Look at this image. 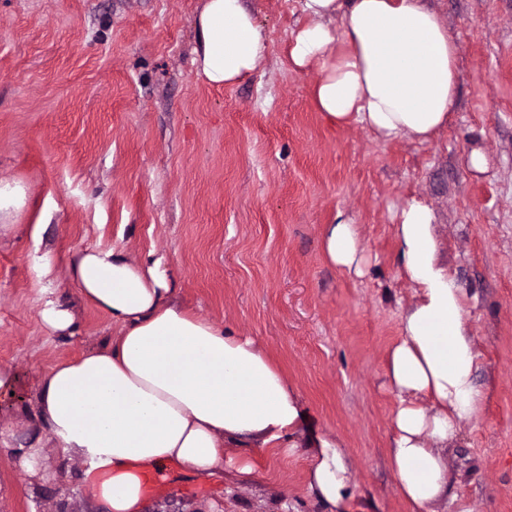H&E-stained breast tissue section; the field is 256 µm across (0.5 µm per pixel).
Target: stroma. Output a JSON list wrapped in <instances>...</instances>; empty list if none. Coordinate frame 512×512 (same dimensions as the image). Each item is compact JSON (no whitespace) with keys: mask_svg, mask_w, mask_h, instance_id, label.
<instances>
[{"mask_svg":"<svg viewBox=\"0 0 512 512\" xmlns=\"http://www.w3.org/2000/svg\"><path fill=\"white\" fill-rule=\"evenodd\" d=\"M267 36L263 70L206 83L192 63L203 0H0V181L26 204L0 231V440L35 433L39 375L112 334L68 267L86 248L163 259L195 315L254 340L298 392L308 428L339 437L353 512H409L389 462L398 404L389 352L414 292L398 267L401 208L423 200L439 257L468 292L484 394L448 453L435 512H512V0H430L454 36L457 105L428 142L328 126L315 71L288 66L302 0H248ZM483 168L470 162L472 150ZM347 221L363 276L332 265L325 225ZM77 330L49 333L47 298ZM38 473L0 452V512H107L79 456L43 435ZM224 446L223 473L171 464L142 512H322L306 489L310 451Z\"/></svg>","mask_w":512,"mask_h":512,"instance_id":"35a3bbf8","label":"stroma"}]
</instances>
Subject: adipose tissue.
<instances>
[{"mask_svg":"<svg viewBox=\"0 0 512 512\" xmlns=\"http://www.w3.org/2000/svg\"><path fill=\"white\" fill-rule=\"evenodd\" d=\"M311 20L292 34V70H316L313 102L332 127L358 123L380 139L429 140L457 98V47L428 0H305ZM193 62L212 85L231 86L261 68L266 40L245 0H204ZM433 213L413 199L396 226L397 261L416 301L401 317L388 359L398 396L389 456L410 512H433L447 496L446 452L483 400L467 294L443 265ZM328 261L363 274L357 228L326 225ZM83 298L118 335L44 371L26 411L61 454L85 462L87 494L109 512H140L143 472L179 464L211 476L225 443L299 448L303 408L295 388L253 340L193 315L161 260L133 263L111 249L70 259ZM326 512L353 497L344 445L319 438L307 472Z\"/></svg>","mask_w":512,"mask_h":512,"instance_id":"ef3b65f1","label":"adipose tissue"}]
</instances>
